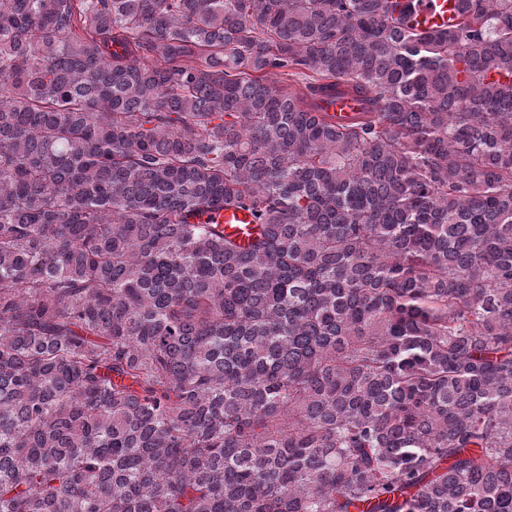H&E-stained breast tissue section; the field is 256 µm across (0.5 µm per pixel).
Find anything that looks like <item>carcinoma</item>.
<instances>
[{
    "label": "carcinoma",
    "instance_id": "carcinoma-1",
    "mask_svg": "<svg viewBox=\"0 0 512 512\" xmlns=\"http://www.w3.org/2000/svg\"><path fill=\"white\" fill-rule=\"evenodd\" d=\"M458 5L0 0V512H512V0ZM403 8L402 22L417 29H448L457 21L456 0H392ZM211 218L217 224H224V232L234 233L239 236L240 241H247L248 236L245 233L250 232L256 225L248 212L233 208L216 211L212 213Z\"/></svg>",
    "mask_w": 512,
    "mask_h": 512
}]
</instances>
